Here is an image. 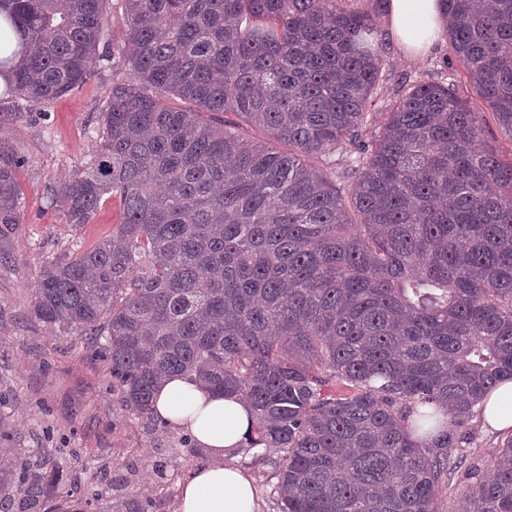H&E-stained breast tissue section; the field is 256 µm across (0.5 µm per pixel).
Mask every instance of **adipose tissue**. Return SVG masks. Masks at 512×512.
Wrapping results in <instances>:
<instances>
[{
    "label": "adipose tissue",
    "mask_w": 512,
    "mask_h": 512,
    "mask_svg": "<svg viewBox=\"0 0 512 512\" xmlns=\"http://www.w3.org/2000/svg\"><path fill=\"white\" fill-rule=\"evenodd\" d=\"M384 8L389 36L405 56L423 58L439 42V0H386ZM154 411L209 456L181 483L178 512H258L252 477L224 462L251 427L252 411L241 396L216 393L174 376L158 388Z\"/></svg>",
    "instance_id": "ef3b65f1"
}]
</instances>
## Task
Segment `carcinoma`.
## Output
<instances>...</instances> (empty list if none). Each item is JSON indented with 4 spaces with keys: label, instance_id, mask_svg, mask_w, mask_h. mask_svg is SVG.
<instances>
[{
    "label": "carcinoma",
    "instance_id": "cac0c4a2",
    "mask_svg": "<svg viewBox=\"0 0 512 512\" xmlns=\"http://www.w3.org/2000/svg\"><path fill=\"white\" fill-rule=\"evenodd\" d=\"M124 2L129 76L94 162L56 189L73 227L107 193L121 221L44 264L33 314L93 336L142 418L167 376L244 397L282 512H446L461 468L470 512H512V438L483 476L448 453L512 380V158L479 145L478 113L453 83H407L369 134L389 60L342 0ZM2 4L17 44L0 122L103 67L106 0ZM441 5L471 90L512 134V0ZM23 164L0 139V243L22 223ZM62 480L0 467V512H41Z\"/></svg>",
    "mask_w": 512,
    "mask_h": 512
}]
</instances>
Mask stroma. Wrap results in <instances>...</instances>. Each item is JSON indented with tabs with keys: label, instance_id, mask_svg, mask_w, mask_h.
<instances>
[{
	"label": "stroma",
	"instance_id": "stroma-1",
	"mask_svg": "<svg viewBox=\"0 0 512 512\" xmlns=\"http://www.w3.org/2000/svg\"><path fill=\"white\" fill-rule=\"evenodd\" d=\"M386 53L390 70L373 97V111H390L404 80L431 82L444 69L480 113L483 143L512 156V134L471 95L464 69L449 61L448 42H439L418 61L404 59L391 44ZM128 73L123 59H114L79 89L0 125V138L25 158L18 173L22 222L0 246V446L12 449L15 467L63 470V484L49 493V512H137L144 505L149 512H175L180 483L208 461L181 433L154 426L126 408L112 387L108 365L90 357L89 337L48 326L32 313L45 262L94 247L120 220L118 198L107 195L91 223L72 227L53 191L93 162L100 145V108L113 79ZM465 432L463 452L482 466L512 436L483 430L476 419ZM273 455L269 448L242 447L232 458L252 476L260 512H280L269 464Z\"/></svg>",
	"mask_w": 512,
	"mask_h": 512
}]
</instances>
